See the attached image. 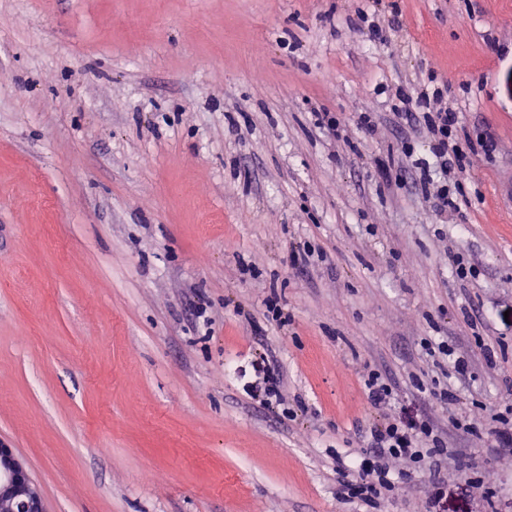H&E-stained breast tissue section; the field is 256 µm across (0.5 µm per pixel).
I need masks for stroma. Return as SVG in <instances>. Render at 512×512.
<instances>
[{"label":"stroma","instance_id":"stroma-1","mask_svg":"<svg viewBox=\"0 0 512 512\" xmlns=\"http://www.w3.org/2000/svg\"><path fill=\"white\" fill-rule=\"evenodd\" d=\"M431 75L495 140L447 217L393 113ZM508 310L512 0H0V436L48 512H367L332 458L412 414L444 432L445 496L397 461L389 512H512L486 452L512 406ZM373 369L397 392L381 411ZM337 112H330L328 110H321V112H315L316 125L319 128L325 129L332 140L348 142L346 138L345 123Z\"/></svg>","mask_w":512,"mask_h":512}]
</instances>
